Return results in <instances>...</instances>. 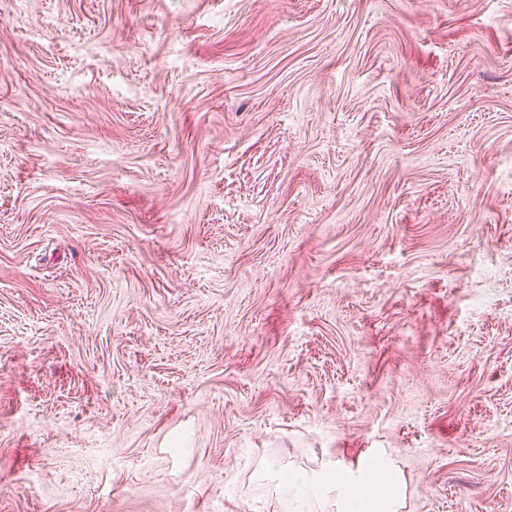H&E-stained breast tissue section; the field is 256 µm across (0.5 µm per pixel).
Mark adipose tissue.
Instances as JSON below:
<instances>
[{"label":"adipose tissue","instance_id":"obj_1","mask_svg":"<svg viewBox=\"0 0 512 512\" xmlns=\"http://www.w3.org/2000/svg\"><path fill=\"white\" fill-rule=\"evenodd\" d=\"M275 492L291 512H403L408 495L399 466L379 448L352 468L324 462L311 472L280 470Z\"/></svg>","mask_w":512,"mask_h":512}]
</instances>
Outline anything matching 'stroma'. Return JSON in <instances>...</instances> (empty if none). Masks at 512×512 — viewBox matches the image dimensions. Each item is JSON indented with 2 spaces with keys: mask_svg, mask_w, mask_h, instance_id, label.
<instances>
[{
  "mask_svg": "<svg viewBox=\"0 0 512 512\" xmlns=\"http://www.w3.org/2000/svg\"><path fill=\"white\" fill-rule=\"evenodd\" d=\"M375 448L512 512V0H0V512Z\"/></svg>",
  "mask_w": 512,
  "mask_h": 512,
  "instance_id": "1",
  "label": "stroma"
}]
</instances>
